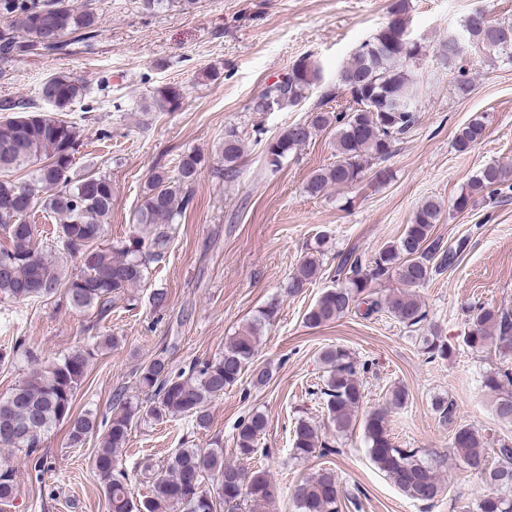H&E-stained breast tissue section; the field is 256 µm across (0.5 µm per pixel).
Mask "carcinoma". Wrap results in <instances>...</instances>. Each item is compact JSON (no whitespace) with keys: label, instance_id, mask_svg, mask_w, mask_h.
Masks as SVG:
<instances>
[{"label":"carcinoma","instance_id":"obj_1","mask_svg":"<svg viewBox=\"0 0 512 512\" xmlns=\"http://www.w3.org/2000/svg\"><path fill=\"white\" fill-rule=\"evenodd\" d=\"M408 0H397L390 19L370 40L342 65L338 88L349 90L353 106L339 111L324 109L334 96L329 90L303 120L290 125L279 136L266 141L262 149L265 168L280 170L285 160L319 131L336 128V162L314 171L306 192L325 195L328 190L356 185L373 160H383L393 143L414 125L417 112V81L412 68L426 56V48L405 37L404 15ZM0 12L12 17L21 37L0 35V57L39 55L64 43L77 32L90 34L96 16L64 3L43 7L26 0H0ZM460 28L469 38V49L484 53L512 54V21L493 20L484 14L475 20L466 16ZM323 77L317 62L309 57L296 60L286 79L266 86L251 103L250 110L262 113L270 108L296 107L309 97ZM84 84L65 73L48 77L41 85L40 99L59 112L82 98ZM183 91L174 86L153 92L145 111H174L182 104ZM1 112L14 116L0 121V254L10 264L0 267V301L16 304L62 295L73 310L96 309L97 315L111 312L112 302L129 295L145 281L151 265L166 256L176 233V224L193 200L192 184L198 178L202 158L194 151L184 153L177 177L155 170L144 186L143 201L133 215L138 233L126 240L106 239V225L112 211V182L92 170L81 175L72 171L80 146L76 123L36 110L31 102L5 101ZM482 119L474 118L455 136V149L465 153L485 137ZM244 144L233 128L224 130L220 154L224 177L234 179ZM36 165L27 182L11 174ZM512 170L489 164L472 179L469 190L454 201L458 212L468 209L476 195L493 196L509 181ZM42 209L59 216L57 251L75 259L79 273L62 280L63 266L50 252L34 244V227L27 223L31 212ZM443 209L434 200L423 202L397 241L384 246L371 259L349 252L336 265V284L324 289L305 314L310 326H322L357 312L369 318L382 311L407 327L426 319L415 289L455 267L465 242L447 245L434 235ZM321 241L309 248L288 280V294L299 295L321 271ZM392 278L402 285L384 299L377 285ZM279 314V303L271 301L258 311L247 330L224 347V353L174 374L166 358L158 356L136 370V382L145 399L133 401L118 391L112 397V418L93 457L95 476L104 488L109 512H261L274 498L275 488L264 469H247L224 461V448L211 443L207 448H180L166 468L153 473L150 495L135 496L128 473L118 468L119 454L126 447L133 424L164 422L183 418L199 429L210 424L209 404L224 395L246 371L255 386L266 385L270 371L253 368L258 334ZM465 345L474 352L495 349L499 356L512 355V314L494 307L479 306L469 311ZM420 348L430 359H450L455 348L437 333L420 337ZM91 353L76 348L33 370L9 396L0 400V447L24 453L33 470L47 468L40 454L45 435L60 422L69 423L68 443L78 448L94 430L90 413L74 414L73 401L83 381ZM327 369L321 394L324 411L336 432L350 430L365 395L359 375L365 364L342 346L323 352ZM484 386L497 393L496 415L512 421V369L503 366L486 373ZM267 425L264 413L256 411L237 427L234 437L237 458L250 460L257 452L258 436ZM368 453L373 463L408 498L432 503L442 492L438 467L418 449L401 448L393 442L386 410L370 412L363 419ZM455 455L471 471L484 476L487 489L475 498L470 512H512V442L495 440L473 426L460 425L452 442ZM494 450L498 464L487 465L488 451ZM335 452L325 441L320 426L307 418L293 429L290 457L308 459L314 454ZM211 486H205V480ZM17 485L15 468L0 465V505L9 504ZM297 512H341L340 490L334 471L322 469L299 484L293 495Z\"/></svg>","mask_w":512,"mask_h":512}]
</instances>
